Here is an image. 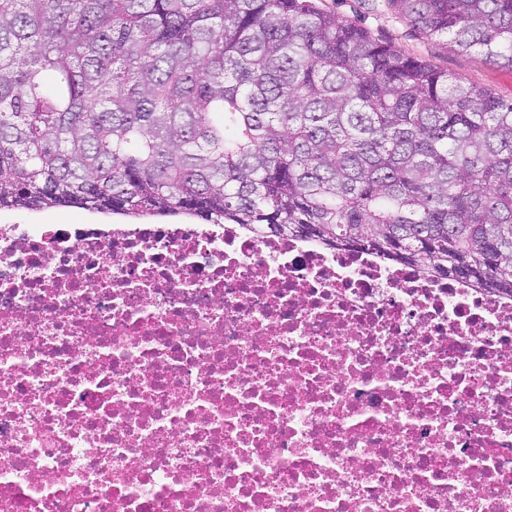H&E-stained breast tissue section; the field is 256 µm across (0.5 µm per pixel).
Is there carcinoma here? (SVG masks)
Returning <instances> with one entry per match:
<instances>
[{
    "label": "carcinoma",
    "instance_id": "1",
    "mask_svg": "<svg viewBox=\"0 0 512 512\" xmlns=\"http://www.w3.org/2000/svg\"><path fill=\"white\" fill-rule=\"evenodd\" d=\"M512 69V0H389ZM188 215L512 297V100L314 0H0V209Z\"/></svg>",
    "mask_w": 512,
    "mask_h": 512
}]
</instances>
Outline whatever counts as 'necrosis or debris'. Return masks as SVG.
<instances>
[{
  "instance_id": "necrosis-or-debris-1",
  "label": "necrosis or debris",
  "mask_w": 512,
  "mask_h": 512,
  "mask_svg": "<svg viewBox=\"0 0 512 512\" xmlns=\"http://www.w3.org/2000/svg\"><path fill=\"white\" fill-rule=\"evenodd\" d=\"M0 512H512V299L238 224L0 223Z\"/></svg>"
}]
</instances>
